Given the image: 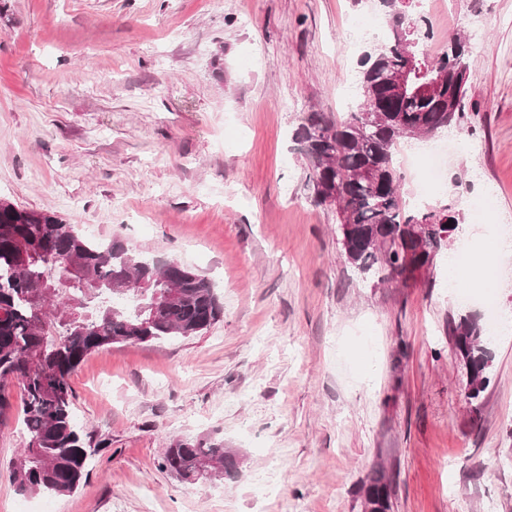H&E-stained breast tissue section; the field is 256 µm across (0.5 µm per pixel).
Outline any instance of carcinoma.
<instances>
[{"label":"carcinoma","mask_w":512,"mask_h":512,"mask_svg":"<svg viewBox=\"0 0 512 512\" xmlns=\"http://www.w3.org/2000/svg\"><path fill=\"white\" fill-rule=\"evenodd\" d=\"M391 37L365 53L359 86L367 87L357 109L333 123L312 110L295 132L297 150L308 162L314 199L336 191L341 250L359 272L379 281H407L406 255L417 253L413 225L430 226L426 245L442 249L437 233L459 223L446 204L439 210L403 207L394 156L408 132L464 126L470 67L464 37L455 56L434 60L420 53L431 37L424 19L399 16L401 0H384ZM416 70L405 92L395 95L386 75L409 63ZM371 126L361 131L364 114ZM85 269L99 288L89 293L67 274L68 265ZM223 305L211 283L176 260L162 262L129 253L110 242H95L50 212L0 201V424L12 404L6 387L17 382L23 393L22 423L28 440L12 460L9 479L25 494L62 496L86 475L91 436L77 424L70 378L92 352L114 344L146 343L194 336L217 322ZM448 338L466 374L467 398L477 401L489 385V342L479 320L470 315L448 320ZM237 465L222 444L178 441L166 449L159 467L184 482L197 480L208 467L222 479ZM392 480L383 470L364 488V512H390Z\"/></svg>","instance_id":"obj_1"}]
</instances>
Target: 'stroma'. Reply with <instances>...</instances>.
I'll use <instances>...</instances> for the list:
<instances>
[{
	"instance_id": "1",
	"label": "stroma",
	"mask_w": 512,
	"mask_h": 512,
	"mask_svg": "<svg viewBox=\"0 0 512 512\" xmlns=\"http://www.w3.org/2000/svg\"><path fill=\"white\" fill-rule=\"evenodd\" d=\"M390 22L371 0H0V199L86 238L174 259L206 277L224 314L202 333L87 356L70 383L95 452L67 496L9 480L27 441L0 425V512H363L378 469L392 512H512V247L471 267L501 324L481 409L464 395L448 320L484 316L447 288L478 202L511 219L512 0H450L470 57L462 136L448 165L460 224L429 281L358 273L315 205L293 135L306 112L339 120L359 97L347 17ZM179 440L220 441L235 478L160 470Z\"/></svg>"
}]
</instances>
